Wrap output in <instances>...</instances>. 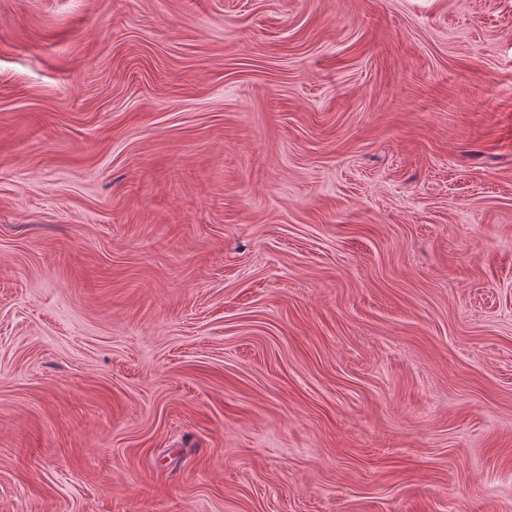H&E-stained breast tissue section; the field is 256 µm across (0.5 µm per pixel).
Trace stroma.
Listing matches in <instances>:
<instances>
[{"label": "stroma", "instance_id": "obj_1", "mask_svg": "<svg viewBox=\"0 0 512 512\" xmlns=\"http://www.w3.org/2000/svg\"><path fill=\"white\" fill-rule=\"evenodd\" d=\"M512 512V0H0V512Z\"/></svg>", "mask_w": 512, "mask_h": 512}]
</instances>
